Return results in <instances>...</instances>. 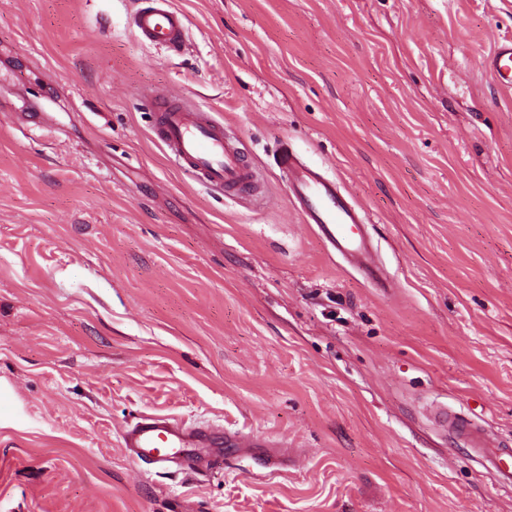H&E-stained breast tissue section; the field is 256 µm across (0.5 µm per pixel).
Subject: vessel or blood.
<instances>
[{
    "mask_svg": "<svg viewBox=\"0 0 512 512\" xmlns=\"http://www.w3.org/2000/svg\"><path fill=\"white\" fill-rule=\"evenodd\" d=\"M131 25L143 43L159 44L173 53L185 49L186 18L172 7L171 0H146L133 15ZM489 66L511 90L512 43L500 46ZM156 102V134L182 170L201 183L227 191L252 184L253 171L244 155L207 112L187 109L183 102L165 94L157 95ZM279 167L306 223L316 225L321 238L350 267L362 271L377 286L386 287L387 277L374 260L371 243L359 233L365 215L346 199L336 181L288 150L281 154ZM437 416L447 430L467 441L500 484L512 486L511 446L449 408L438 409ZM121 440L132 459L161 467L190 461L192 449L215 442L211 433L161 415L142 417L123 431Z\"/></svg>",
    "mask_w": 512,
    "mask_h": 512,
    "instance_id": "1",
    "label": "vessel or blood"
}]
</instances>
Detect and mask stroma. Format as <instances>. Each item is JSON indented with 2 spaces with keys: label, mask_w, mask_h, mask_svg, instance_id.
<instances>
[{
  "label": "stroma",
  "mask_w": 512,
  "mask_h": 512,
  "mask_svg": "<svg viewBox=\"0 0 512 512\" xmlns=\"http://www.w3.org/2000/svg\"><path fill=\"white\" fill-rule=\"evenodd\" d=\"M0 0V512H512L448 405L512 444V0ZM257 176L180 169L150 94ZM368 215L390 285L305 223L283 150ZM145 414L253 435L130 458ZM133 15L131 25L136 37L149 45L161 44L173 53L185 49V16L172 7L170 0H147ZM489 66L501 80L504 87L512 89V42L501 45L490 58Z\"/></svg>",
  "instance_id": "35a3bbf8"
}]
</instances>
